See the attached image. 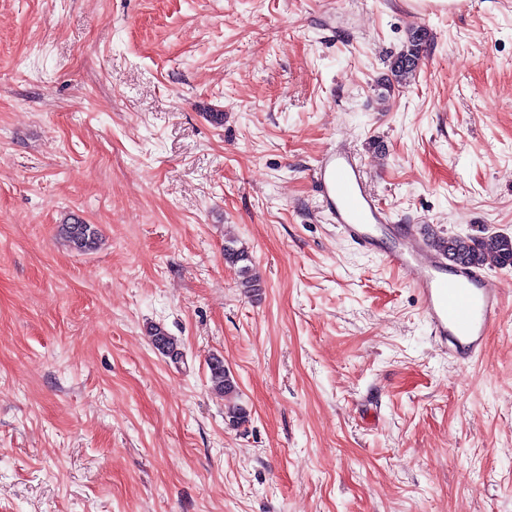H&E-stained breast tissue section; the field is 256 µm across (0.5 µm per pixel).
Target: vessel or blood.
I'll return each mask as SVG.
<instances>
[{"mask_svg": "<svg viewBox=\"0 0 512 512\" xmlns=\"http://www.w3.org/2000/svg\"><path fill=\"white\" fill-rule=\"evenodd\" d=\"M313 179L334 224L362 249L392 238L383 259L417 293L432 335L449 355L462 365L478 358L502 306L496 279L484 268L452 260L414 226L393 223L368 190L364 165L350 148L327 150Z\"/></svg>", "mask_w": 512, "mask_h": 512, "instance_id": "b4317fda", "label": "vessel or blood"}]
</instances>
